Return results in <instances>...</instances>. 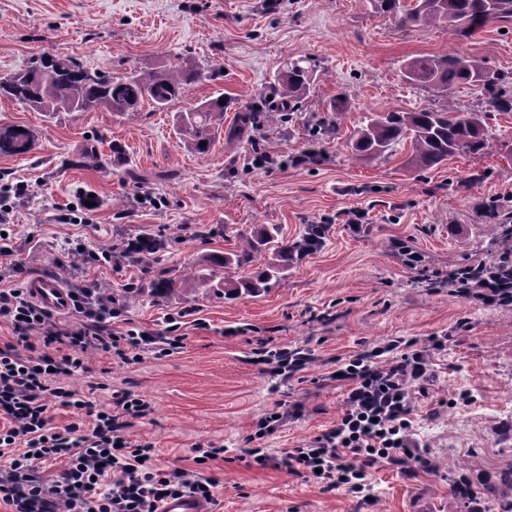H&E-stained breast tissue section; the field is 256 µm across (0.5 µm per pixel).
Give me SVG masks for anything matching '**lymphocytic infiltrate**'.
<instances>
[{"label": "lymphocytic infiltrate", "mask_w": 512, "mask_h": 512, "mask_svg": "<svg viewBox=\"0 0 512 512\" xmlns=\"http://www.w3.org/2000/svg\"><path fill=\"white\" fill-rule=\"evenodd\" d=\"M79 266L67 275L126 261L147 270L139 238L123 252L75 247ZM457 295L498 305L512 304V254L495 266L480 263L450 271ZM74 319L65 323L35 302L27 289L0 285V324L11 330L0 345V504L13 512H158L169 497L186 492L212 500L215 480L208 476L223 447L196 445L192 468H158L155 448L126 434L149 404L127 392L115 394L110 409L96 408L65 379L87 372L86 355L95 351L136 364L143 353L161 358L181 348L180 320L168 317L165 332H142L122 320L118 300L94 288L68 291ZM438 338L427 346L397 337L362 349L337 362L327 381L344 392L343 410L327 431L271 459L266 449H249L259 466L277 462L288 473L313 480L321 492L362 494L372 488V472L383 465L419 459L413 438V399L431 377L430 351L443 349ZM76 409L80 418L56 425L53 405Z\"/></svg>", "instance_id": "1"}]
</instances>
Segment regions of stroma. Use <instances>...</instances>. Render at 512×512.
I'll return each instance as SVG.
<instances>
[{
    "instance_id": "stroma-1",
    "label": "stroma",
    "mask_w": 512,
    "mask_h": 512,
    "mask_svg": "<svg viewBox=\"0 0 512 512\" xmlns=\"http://www.w3.org/2000/svg\"><path fill=\"white\" fill-rule=\"evenodd\" d=\"M447 50L512 72V23L492 21L456 40L435 27H398L375 0H0V75L47 53L115 74L209 65L219 76L191 85L178 105L223 97L228 126L239 112L275 105L274 79L287 62L315 61L308 102L259 141L289 159L270 170L239 159L223 139L207 155L192 152L173 111L147 103L118 117L45 114L0 100V124L38 132L35 150L0 156V179L31 187L16 201L12 231L24 277L59 278L58 261L78 243L95 251L139 234L165 241L150 274L115 264L92 271L87 283L111 285L135 327L161 333L168 315L183 313L182 348L160 359L144 353L133 365L92 352L89 373L66 384L101 409L118 391L147 400V416L127 433L154 444L161 468L191 467L197 443L228 448V458L210 465L214 512H496L490 491L512 470V305L458 297L442 280L498 253L490 214L495 198L512 197V112L489 116L485 154H458L424 171L404 167V143L369 160L350 148L369 112L433 103L432 92L403 80L401 67ZM327 123L336 132L321 161L293 164L312 130ZM91 147L100 166L83 163ZM81 189L97 194L99 209L87 223H59ZM146 191L163 198L161 208L137 204ZM351 211L364 215L361 232L347 224ZM311 223L328 227L320 249L294 260L267 292L225 297V278L253 276L262 259L227 270L211 258L239 250L256 225H280L291 240ZM185 272L195 291L148 297L153 279ZM430 336L445 337L446 347L430 355L434 375L414 412L429 468L411 475L382 466L366 499L324 494L286 471L247 464L249 447L277 457L334 425L343 393L323 378L337 358L395 337ZM289 347L310 353L303 371L290 376L258 361L263 351ZM294 402L300 418L254 438L260 418Z\"/></svg>"
}]
</instances>
